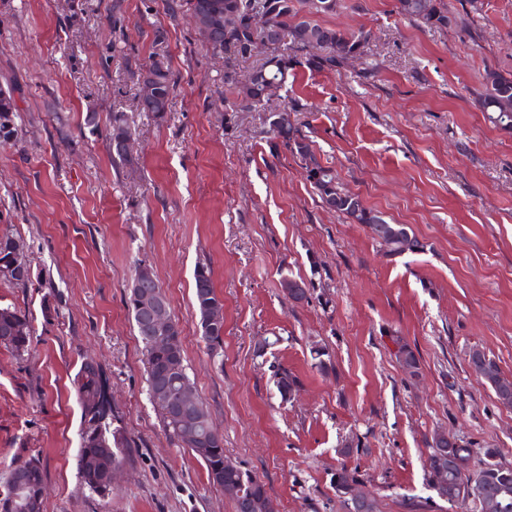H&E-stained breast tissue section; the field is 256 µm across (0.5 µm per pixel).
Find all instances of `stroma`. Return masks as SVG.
I'll return each instance as SVG.
<instances>
[{
	"instance_id": "1",
	"label": "stroma",
	"mask_w": 512,
	"mask_h": 512,
	"mask_svg": "<svg viewBox=\"0 0 512 512\" xmlns=\"http://www.w3.org/2000/svg\"><path fill=\"white\" fill-rule=\"evenodd\" d=\"M428 29L396 0H340L319 24L365 29L335 69L298 53L288 120L343 188L410 227L422 251L390 256L368 227L323 206L266 112L232 111L255 59L225 65L188 0H0V87L18 112L0 142V234L33 276L0 277V306L28 313L25 352L0 345V498L17 461L47 470L42 512H235L202 461L177 447L147 395L125 305L150 265L181 328L188 375L224 454L265 482L275 512H344L330 479L355 468L378 512H480L431 502L434 431L512 465V408L468 365L484 351L512 377V131L474 105L485 68L512 74V0H446ZM178 76L163 117L137 108V74ZM135 130L113 164L105 127ZM224 303L210 354L193 310L196 264ZM304 280L307 298L283 283ZM414 349L418 379L394 352ZM329 353L322 372L313 353ZM107 373L134 441L109 494L76 469L82 362ZM297 383L282 401L278 375Z\"/></svg>"
}]
</instances>
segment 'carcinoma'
<instances>
[{
  "mask_svg": "<svg viewBox=\"0 0 512 512\" xmlns=\"http://www.w3.org/2000/svg\"><path fill=\"white\" fill-rule=\"evenodd\" d=\"M189 0L193 16L218 7L229 17L228 28L218 33L209 47L224 54V59L232 63L247 58L253 40L261 37L251 25V15H270L267 37L274 44L273 53L263 63L253 68L252 80L241 90L242 102L247 108L266 109L273 98L281 97L286 88L288 73L296 65V56L288 53V48L304 50L319 48L325 54L313 59L319 68L333 69L349 60L362 57L368 34L362 30L346 31L337 27H325L315 23L311 17L336 11L338 0ZM396 8L404 16L414 18L424 27L442 29L448 27L451 18L443 0H397ZM289 42H284V39ZM156 85L162 98V107L155 109L157 115L169 111L171 97L177 78L164 62L154 61L140 70L137 84L144 78ZM484 90L475 98V106L488 114L489 119L503 129L512 130V76L495 70L486 71ZM277 136L288 146H293L294 154L304 161L309 181L327 208L334 210L356 224H385L383 215L368 206L355 194L349 193L336 180V175L321 166L314 157L310 143L296 135L288 122L279 124L273 121ZM132 135V129L124 115H112L108 139L113 142L121 137ZM394 239L387 242L391 255L415 252L424 245L410 233L405 225L396 227ZM19 250L18 242L8 236H0V276L25 283L31 279V268L23 270L12 267V255ZM221 303L217 296L210 266L201 264L194 271V308L201 330V336L211 351L220 350L224 342V326L210 328L206 325L209 306ZM31 323L22 311L12 307L0 308V345L15 351L26 350L31 342ZM396 345V359L406 360L412 371L419 375V361L411 346L401 337L393 338ZM146 367L149 399L160 415L170 437L182 448L204 462L210 481L221 487L235 505V512H262L256 504L268 497L266 484L238 467L224 466V437L209 439V447L194 448L183 440L180 429L167 412L165 406L155 397L157 371L169 370L167 383L173 390L185 385L192 388L185 365L184 351L170 354L164 351L152 354L147 346H142ZM469 365L475 367L490 385H495L502 376L496 361L483 351L474 349L469 353ZM78 397L83 411V425L78 449V475L83 486L97 493L112 490L110 470L117 461L126 459L130 439L126 436L120 420L113 413L109 397L108 379L97 365L84 363L78 374ZM472 450L461 445L446 450L439 449L438 435H433L430 451L425 459L427 483L436 488L440 472L445 470L465 489L473 479L481 478L490 487L496 488L504 481L512 484V466L487 462L483 467H471ZM46 473L35 460L20 461L11 469L6 495L0 500V512H41L45 490ZM360 482L357 470L345 465L332 475L331 483L346 512H354L351 499L343 496L341 487Z\"/></svg>",
  "mask_w": 512,
  "mask_h": 512,
  "instance_id": "1",
  "label": "carcinoma"
}]
</instances>
